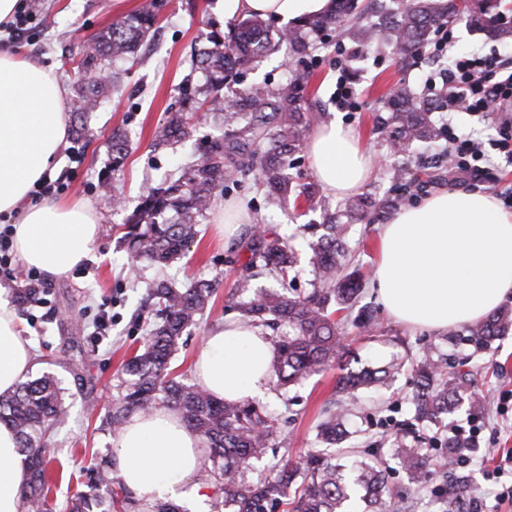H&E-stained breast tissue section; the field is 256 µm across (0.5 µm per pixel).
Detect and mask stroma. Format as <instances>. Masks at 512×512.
Instances as JSON below:
<instances>
[{
	"label": "stroma",
	"instance_id": "obj_1",
	"mask_svg": "<svg viewBox=\"0 0 512 512\" xmlns=\"http://www.w3.org/2000/svg\"><path fill=\"white\" fill-rule=\"evenodd\" d=\"M143 0H36L33 13L23 31L6 25L0 32V48L23 54L51 69L66 87L74 88L78 76L80 43L98 33L120 16L135 11ZM216 0H163L158 30L146 40L139 63L119 72L120 85L111 100L86 122V140L78 144L67 140L53 178H64L63 188L54 195L63 199L89 202L99 224L98 237L89 257L67 276L41 277L44 294L40 304L17 310L23 337L35 348V372L53 373L66 390L69 417L50 445L52 465L58 475L49 493L56 512L66 500L87 491L89 471L110 459L112 437L101 429L106 408L120 394L121 363L126 355L145 341L150 319L144 308L146 285L167 279L184 285L191 280L222 276L214 302L196 326L183 336L171 360L175 374L188 383L195 382L193 360L207 332L237 317L232 291L242 264L249 256L248 231L229 242H218L214 226L226 203L246 208L254 223L264 225L268 233L291 239L298 262L292 288L303 292L313 279L308 262L307 238L303 224L319 223L320 212L308 211L305 202L278 204L271 201L259 185L255 172L237 175L218 193L214 207L202 221V232L187 254L171 265L158 268L142 262L132 265L119 246L121 224L138 206L145 184L158 182L176 172L189 157H201L210 137L215 136L213 122L198 125L192 140L164 148L153 145L155 129L170 113L182 107L184 81H199L192 67L191 49L200 34L208 32L215 19ZM453 41L440 62L421 57L403 60L392 47L353 58L351 45L335 35L312 41L303 59L292 58L287 47L246 70L244 86L275 88L289 75L308 72L305 111L314 113L316 124L338 119L358 130L375 158L370 180L358 193L374 198L391 197L398 206L419 203L433 191L448 188L512 194V158L492 147L497 137L499 113H439V121H450L455 133L471 137L485 154L479 165L483 172L471 177L465 172L448 170V139L436 145H418L409 152L396 154L375 129L377 116L385 114L386 99L395 89L408 86L427 94L429 75L447 67L456 56L482 51H497L501 58L512 59V46L494 48L492 43L465 22L451 26ZM344 62L356 91L360 107L346 112L337 109V62ZM127 135L131 148L120 166H113L108 141L113 132ZM406 171L403 181L389 177L391 167ZM109 181L123 205L113 208L99 189ZM379 225L366 219L351 224L341 259L344 271L360 270L371 275L376 254ZM376 309L377 322L366 327L359 323L360 307ZM106 319L105 330H98L99 319ZM343 326L347 342L359 365L378 366L399 360L401 369L390 387L370 390L353 405L348 421L350 434L342 450L364 453L378 450V461L390 472L392 488H406L403 472L388 455L394 441L419 442L427 448L434 465L428 487L408 490L400 506L403 512H440L436 490L462 493L467 512H512V504L501 501L503 490L512 486V470L497 476L487 475V451L512 448V333L496 340L490 348L475 349L446 335L411 330L393 321L366 280L361 286L357 308L345 314ZM447 359L452 369L469 370L484 407L473 412L469 403H461L436 425H419L413 419L412 398L416 392L412 366L426 356ZM339 364L312 376L290 389L288 395L271 390L261 405L281 426L280 437L273 442L267 459L297 460L318 445L319 423L334 410ZM485 421L477 444L469 449L470 463L463 468H440L447 457L448 436L452 427L467 425L473 416Z\"/></svg>",
	"mask_w": 512,
	"mask_h": 512
}]
</instances>
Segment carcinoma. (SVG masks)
<instances>
[{
	"mask_svg": "<svg viewBox=\"0 0 512 512\" xmlns=\"http://www.w3.org/2000/svg\"><path fill=\"white\" fill-rule=\"evenodd\" d=\"M465 21L476 32L501 44L512 42V15L501 11L500 0H477L462 7L460 0H331L326 12L305 18L292 27L271 34L268 23L253 16L229 32L213 29L201 36L196 65L203 82L185 83L186 111L173 113L154 134V146H166L192 137L191 113L206 108L220 125V135L209 144L197 162L182 165L143 191L138 207L127 218L120 243L136 259L166 266L179 260L201 233L200 224L213 206L216 191L248 169L242 157L248 144L239 140L250 131L267 141L259 160L262 185L281 202L304 198L314 205L316 190L300 185L288 174L291 157L300 149L302 133L311 122L301 111L307 86L294 75L272 96L242 87L232 96L224 85L237 81L243 70L269 56L282 43L301 55L311 33L339 32L363 52L379 46L384 33L400 58L415 57L443 24ZM157 23V0H143L133 13L111 23L83 40L78 69L83 78L75 86V119L84 121L104 102L108 87L88 75L109 71L117 62L134 61L142 42ZM387 116L379 118L378 130L391 150L405 153L414 145L434 143L443 130L434 118L445 103L440 98L419 95L405 87L387 98ZM112 162L120 163L129 152L127 139L119 133L110 142ZM393 203L387 199L356 198L344 213H325L323 224H308L310 261L314 279L303 294H293L286 281L296 265L294 250L280 237H271L254 225L248 245L250 257L236 284L239 321L273 329L286 328L272 338V373L277 388L286 391L316 375L344 349L343 326L335 313L349 309L360 292L363 274L340 273L339 258L345 249L348 225L366 216L380 221ZM263 267L281 278L278 289H255L247 272ZM219 277L178 287L167 280L148 286L154 318L142 349L123 362V390L105 418L107 430L117 436L128 419L165 405L177 411L201 438L206 460L221 479L224 512H277L286 504L289 512H395L390 487L383 470L370 459H357L336 450L346 432L347 404L358 395L388 383L398 363L364 366L340 376L336 392L343 396L318 426L321 447L309 451L303 462L275 463L254 472L277 438L276 421L263 407L251 402L215 398L201 386L184 383L171 375L169 362L184 333L216 295ZM512 330V309H501L487 320L466 327L464 341L485 349ZM417 378L414 419L436 423L464 398L476 399L473 379L467 373L448 372L442 358L429 356L413 367ZM68 418L64 389L51 373H43L0 395V423L10 426L24 456V474L19 496L24 512H42L54 485L51 458L42 452L55 431ZM392 456L405 472L408 486L420 488L429 481L426 449L400 444ZM110 490L108 508L100 509L96 495L82 492L66 503L67 512H130L134 508L121 479L101 466L94 487Z\"/></svg>",
	"mask_w": 512,
	"mask_h": 512,
	"instance_id": "1",
	"label": "carcinoma"
}]
</instances>
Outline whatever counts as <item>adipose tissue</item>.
Listing matches in <instances>:
<instances>
[{"label": "adipose tissue", "instance_id": "ef3b65f1", "mask_svg": "<svg viewBox=\"0 0 512 512\" xmlns=\"http://www.w3.org/2000/svg\"><path fill=\"white\" fill-rule=\"evenodd\" d=\"M330 0H218L225 18L260 15L294 21L322 13ZM66 88L22 55L0 50V214L13 215L12 245L21 261L67 275L98 236L90 206L32 192L54 170L65 143ZM306 149L315 179L336 197L373 173L360 136L337 120L318 126ZM371 286L386 314L413 329L447 333L484 321L512 298V212L482 191L440 189L399 208L380 225ZM274 347L266 332L230 320L210 331L196 356L198 383L230 401L264 397ZM36 353L22 339L14 311L0 302V393L24 382ZM204 463L199 436L172 410L133 416L115 438L112 468L137 499L203 503L195 477ZM22 456L0 424V512H20Z\"/></svg>", "mask_w": 512, "mask_h": 512}]
</instances>
